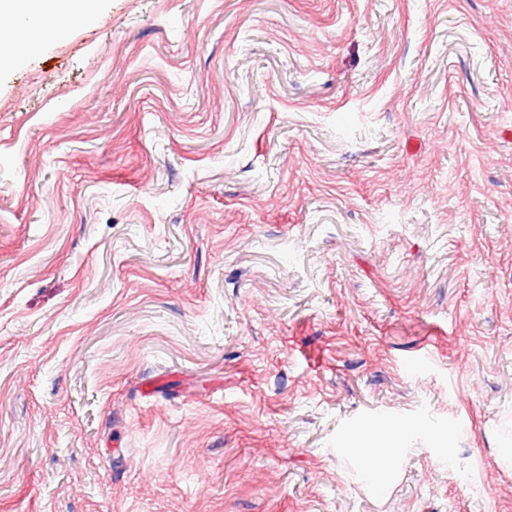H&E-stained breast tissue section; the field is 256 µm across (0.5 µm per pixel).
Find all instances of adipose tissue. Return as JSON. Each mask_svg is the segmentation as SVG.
Segmentation results:
<instances>
[{"mask_svg":"<svg viewBox=\"0 0 512 512\" xmlns=\"http://www.w3.org/2000/svg\"><path fill=\"white\" fill-rule=\"evenodd\" d=\"M94 0H0V16L22 18L32 30H40L46 20L59 17L63 24L58 34H65L67 26L90 23L95 16Z\"/></svg>","mask_w":512,"mask_h":512,"instance_id":"adipose-tissue-1","label":"adipose tissue"}]
</instances>
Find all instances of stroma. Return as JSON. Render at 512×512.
Instances as JSON below:
<instances>
[{
	"instance_id": "1",
	"label": "stroma",
	"mask_w": 512,
	"mask_h": 512,
	"mask_svg": "<svg viewBox=\"0 0 512 512\" xmlns=\"http://www.w3.org/2000/svg\"><path fill=\"white\" fill-rule=\"evenodd\" d=\"M511 452L512 0H101L0 71V512H512ZM381 433H369L372 437L377 438L378 435L384 437V446H363L362 448H354L356 453L360 455L366 464V471L372 479H378V475L382 471L381 463H391L397 451L401 430L397 426H389L381 428Z\"/></svg>"
}]
</instances>
